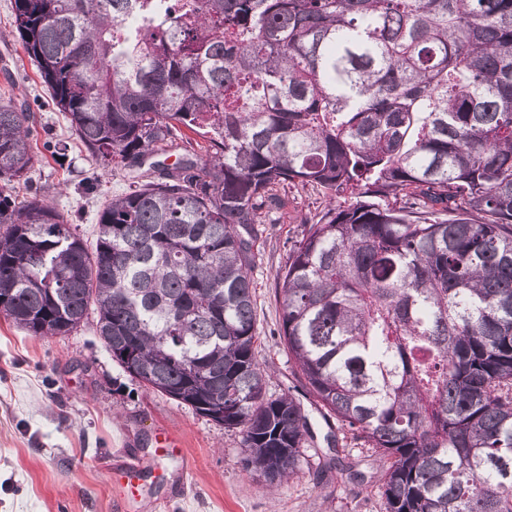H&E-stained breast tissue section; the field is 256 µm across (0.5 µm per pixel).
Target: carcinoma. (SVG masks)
<instances>
[{
    "instance_id": "cac0c4a2",
    "label": "carcinoma",
    "mask_w": 512,
    "mask_h": 512,
    "mask_svg": "<svg viewBox=\"0 0 512 512\" xmlns=\"http://www.w3.org/2000/svg\"><path fill=\"white\" fill-rule=\"evenodd\" d=\"M12 26L89 157L140 173L88 246L17 200L33 115L0 98V315L94 317L275 491L309 425L264 393L251 239L277 187L313 185L327 210L276 274L310 393L386 512H512V0H14Z\"/></svg>"
}]
</instances>
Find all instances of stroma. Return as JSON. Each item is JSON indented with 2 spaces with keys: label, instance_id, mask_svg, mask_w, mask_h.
I'll return each mask as SVG.
<instances>
[{
  "label": "stroma",
  "instance_id": "stroma-1",
  "mask_svg": "<svg viewBox=\"0 0 512 512\" xmlns=\"http://www.w3.org/2000/svg\"><path fill=\"white\" fill-rule=\"evenodd\" d=\"M13 3L0 0V97L35 113L32 140L40 158L16 196L52 201L90 241L101 201L128 191L133 174L123 164L104 168L88 158L12 31ZM279 193L287 208L255 227L252 281L266 394L292 395L309 423L293 480L270 497L244 465L238 431L145 389L112 360L93 325L64 337H36L0 316V512H117L120 489L107 464L126 455L153 464L162 430L181 437L192 473L173 501L165 485L148 482L135 512H386L373 459L326 417L278 334L276 274L327 204L312 186L285 185ZM346 467L362 481L343 485Z\"/></svg>",
  "mask_w": 512,
  "mask_h": 512
}]
</instances>
